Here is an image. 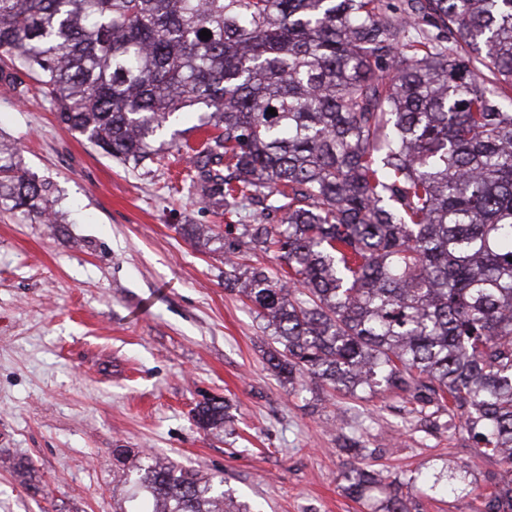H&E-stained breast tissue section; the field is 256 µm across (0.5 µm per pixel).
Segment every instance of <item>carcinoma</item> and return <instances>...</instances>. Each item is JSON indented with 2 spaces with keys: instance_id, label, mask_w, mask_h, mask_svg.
<instances>
[{
  "instance_id": "carcinoma-1",
  "label": "carcinoma",
  "mask_w": 512,
  "mask_h": 512,
  "mask_svg": "<svg viewBox=\"0 0 512 512\" xmlns=\"http://www.w3.org/2000/svg\"><path fill=\"white\" fill-rule=\"evenodd\" d=\"M2 57L135 168L204 106L189 187L253 208L225 226L224 282L273 329L270 369L445 412L497 467L478 512H512V0H0ZM50 190L0 147V206L56 224ZM194 417L222 428L226 405ZM122 464L113 512H253L220 475ZM344 478L410 512L399 479Z\"/></svg>"
}]
</instances>
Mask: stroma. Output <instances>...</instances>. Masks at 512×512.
<instances>
[{
  "instance_id": "stroma-1",
  "label": "stroma",
  "mask_w": 512,
  "mask_h": 512,
  "mask_svg": "<svg viewBox=\"0 0 512 512\" xmlns=\"http://www.w3.org/2000/svg\"><path fill=\"white\" fill-rule=\"evenodd\" d=\"M0 143L50 182L60 224L0 209V512H112L114 449H148L223 475L259 512H373L350 497L342 435L362 462L409 485L413 512H477L487 463L466 437L430 425L390 392L284 385L250 302L224 285L219 242L245 213L187 197L184 152L122 164L60 125L47 104L0 93ZM228 400L223 431L198 404ZM25 459L31 483L8 463ZM469 466L474 494L434 477Z\"/></svg>"
}]
</instances>
